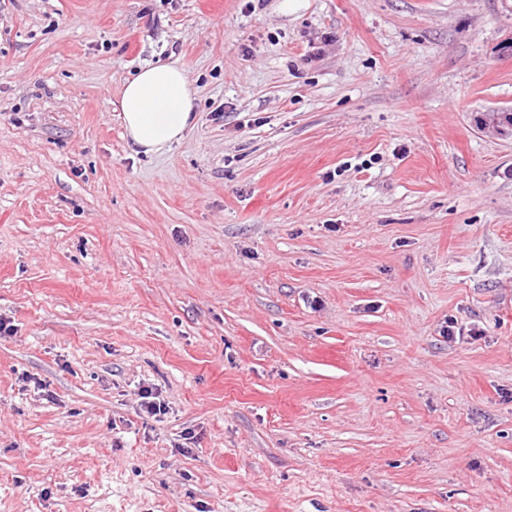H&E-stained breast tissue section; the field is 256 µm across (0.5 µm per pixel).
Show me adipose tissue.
I'll use <instances>...</instances> for the list:
<instances>
[{"label":"adipose tissue","mask_w":512,"mask_h":512,"mask_svg":"<svg viewBox=\"0 0 512 512\" xmlns=\"http://www.w3.org/2000/svg\"><path fill=\"white\" fill-rule=\"evenodd\" d=\"M195 92L173 64L144 67L121 90L119 108L128 138L155 155L183 139L195 119Z\"/></svg>","instance_id":"1"}]
</instances>
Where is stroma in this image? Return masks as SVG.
<instances>
[{"instance_id":"stroma-1","label":"stroma","mask_w":512,"mask_h":512,"mask_svg":"<svg viewBox=\"0 0 512 512\" xmlns=\"http://www.w3.org/2000/svg\"><path fill=\"white\" fill-rule=\"evenodd\" d=\"M491 111L512 0H0V512H512ZM196 92L174 64L142 68L121 90L119 108L128 138L155 155L183 139L195 119Z\"/></svg>"}]
</instances>
